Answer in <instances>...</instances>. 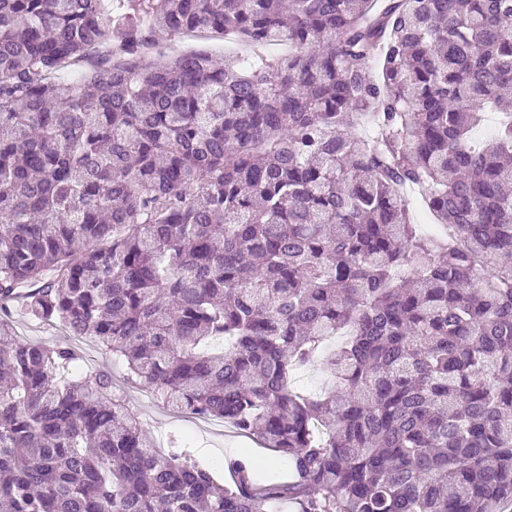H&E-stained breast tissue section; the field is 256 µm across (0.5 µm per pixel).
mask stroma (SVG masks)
<instances>
[{
	"instance_id": "obj_1",
	"label": "stroma",
	"mask_w": 512,
	"mask_h": 512,
	"mask_svg": "<svg viewBox=\"0 0 512 512\" xmlns=\"http://www.w3.org/2000/svg\"><path fill=\"white\" fill-rule=\"evenodd\" d=\"M8 321L16 342L48 347L65 344L80 354L83 366L89 370L109 372L117 391L123 393L127 404L138 414L159 451L169 452L180 437L190 436L192 442L188 451L192 459L208 467L216 478L225 482L230 479L229 459L250 450L259 451L260 446L254 438L240 434L222 421L204 424L187 415H175L170 407L154 399L146 389L128 387L124 366L93 340L72 339L59 323L42 320L21 304L11 306Z\"/></svg>"
}]
</instances>
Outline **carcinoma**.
Wrapping results in <instances>:
<instances>
[{
	"mask_svg": "<svg viewBox=\"0 0 512 512\" xmlns=\"http://www.w3.org/2000/svg\"><path fill=\"white\" fill-rule=\"evenodd\" d=\"M198 30L249 52L148 60ZM21 297L293 480L158 451L109 374L0 321V512H499L512 0H0V312ZM345 330L336 389L297 391Z\"/></svg>",
	"mask_w": 512,
	"mask_h": 512,
	"instance_id": "1",
	"label": "carcinoma"
}]
</instances>
